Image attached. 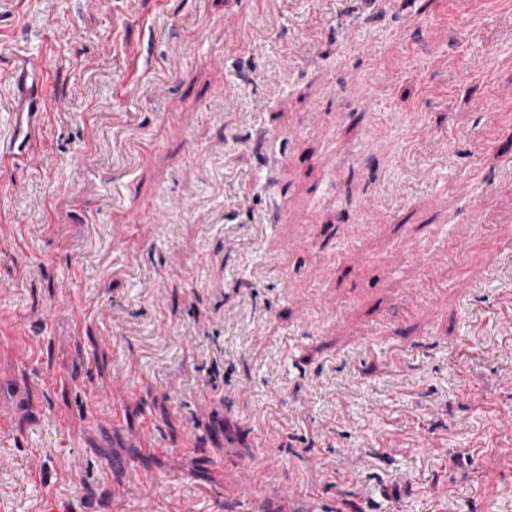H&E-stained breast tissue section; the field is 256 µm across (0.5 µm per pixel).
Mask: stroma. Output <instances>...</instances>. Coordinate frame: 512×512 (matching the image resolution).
Masks as SVG:
<instances>
[{"label": "stroma", "mask_w": 512, "mask_h": 512, "mask_svg": "<svg viewBox=\"0 0 512 512\" xmlns=\"http://www.w3.org/2000/svg\"><path fill=\"white\" fill-rule=\"evenodd\" d=\"M39 55L38 158L0 167V512H236L248 459L297 512H512V0H0V139Z\"/></svg>", "instance_id": "1"}]
</instances>
